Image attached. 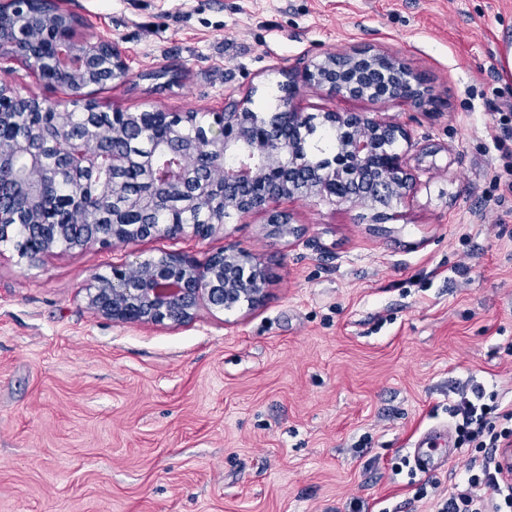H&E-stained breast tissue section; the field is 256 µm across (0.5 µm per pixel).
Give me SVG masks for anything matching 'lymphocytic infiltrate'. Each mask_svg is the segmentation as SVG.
Listing matches in <instances>:
<instances>
[{"instance_id":"obj_1","label":"lymphocytic infiltrate","mask_w":512,"mask_h":512,"mask_svg":"<svg viewBox=\"0 0 512 512\" xmlns=\"http://www.w3.org/2000/svg\"><path fill=\"white\" fill-rule=\"evenodd\" d=\"M458 446L477 449L464 476L439 503L438 512H512V408L497 393L475 387L449 406Z\"/></svg>"}]
</instances>
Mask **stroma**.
<instances>
[{"instance_id": "stroma-1", "label": "stroma", "mask_w": 512, "mask_h": 512, "mask_svg": "<svg viewBox=\"0 0 512 512\" xmlns=\"http://www.w3.org/2000/svg\"><path fill=\"white\" fill-rule=\"evenodd\" d=\"M125 52L91 87L105 111L275 109L289 74L375 49L437 107L302 89L300 111L406 125L415 192L372 211L280 199L200 239L152 236L21 261L0 245V512H434L472 449L420 470L408 450L475 386L512 406V0H61ZM68 100L19 58L0 85ZM293 233H274L273 213ZM242 249L255 308L202 302L182 324L115 323L86 283L112 267Z\"/></svg>"}]
</instances>
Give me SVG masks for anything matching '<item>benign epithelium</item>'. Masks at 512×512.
<instances>
[{
  "instance_id": "obj_1",
  "label": "benign epithelium",
  "mask_w": 512,
  "mask_h": 512,
  "mask_svg": "<svg viewBox=\"0 0 512 512\" xmlns=\"http://www.w3.org/2000/svg\"><path fill=\"white\" fill-rule=\"evenodd\" d=\"M17 0L0 3V37H4V22L17 23ZM53 27L67 30L77 19L63 10L59 2L49 14ZM80 69L87 71L89 63L100 59L112 70V77L127 74L126 58L120 47L111 41L84 43L77 47ZM382 75L381 88L363 80L366 71ZM314 84L322 86L342 98H367L371 101H406L419 107L431 102L429 90L420 77L396 58L383 52L369 50L327 56L310 62L285 85L286 118L288 126L301 130L308 119L300 112L296 99L300 88ZM250 109L243 103H231L221 116L223 137L212 139L200 135L199 149L216 159L233 157L231 164L215 163L212 177L224 182V202L235 206L243 217L275 199L294 197L327 200L334 204H349L366 208H391L408 199L416 180L405 163L404 154L392 152L387 144L393 139L408 140L402 126L377 120L355 112H331L326 121L339 132L341 142L336 159L318 172L317 177L304 185L297 184V176L305 167L306 159L297 141L288 139L265 140L254 138L250 132ZM70 164L73 167L99 170L97 155L89 152L79 140L68 141ZM283 173V184L276 192L258 203H242L232 199L227 190L243 186L261 173ZM144 175L159 186H181L186 173L162 172L149 160ZM217 224H111L107 233H98L89 225L68 243L72 248H88L95 244L110 245L135 238L162 235L174 237L191 232L196 237L210 236ZM63 235H43L40 225H28L27 233L17 246L19 257L29 262L57 248V238ZM265 278L258 258L247 251L219 252L201 264L179 254L168 255L158 261L134 262L125 267L112 268L109 278H94L86 286L88 306L97 314L124 324H157L166 320L181 324L188 321L199 301L231 309L245 302L255 305L264 297Z\"/></svg>"
}]
</instances>
